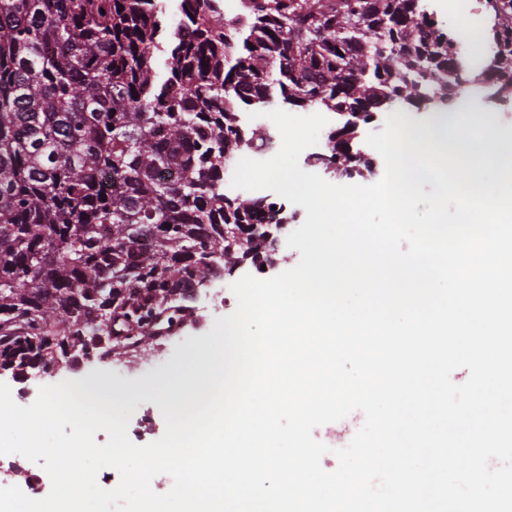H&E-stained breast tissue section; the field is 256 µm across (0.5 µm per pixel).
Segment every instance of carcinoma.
<instances>
[{"mask_svg":"<svg viewBox=\"0 0 512 512\" xmlns=\"http://www.w3.org/2000/svg\"><path fill=\"white\" fill-rule=\"evenodd\" d=\"M485 2L480 74L511 97L512 0ZM458 61L419 0H259L235 23L182 0L176 24L155 0H0V371L108 356L130 318L267 250L249 227L280 210L221 186L252 144L239 107L274 91L345 117L326 166L346 173L343 136L389 99L456 93Z\"/></svg>","mask_w":512,"mask_h":512,"instance_id":"carcinoma-1","label":"carcinoma"}]
</instances>
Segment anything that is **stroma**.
I'll return each instance as SVG.
<instances>
[{"label":"stroma","instance_id":"obj_1","mask_svg":"<svg viewBox=\"0 0 512 512\" xmlns=\"http://www.w3.org/2000/svg\"><path fill=\"white\" fill-rule=\"evenodd\" d=\"M486 117L490 118L498 128L512 132V103L505 100H491L485 96L472 102L470 109L457 112L456 122L463 134L473 135L479 131L481 121ZM252 271L251 263L246 262L233 274L208 278L206 286L200 289L201 296L197 302L199 314L193 321L183 324L179 337L174 343H165L154 338L146 340L136 350L121 349L120 360L130 365L126 375L116 374L111 362L92 360L78 368L64 366L56 373L34 377L23 383L13 380L8 375L0 380L9 385L12 393L23 394L26 401L30 403L35 401L40 387L74 379L86 381L90 388L101 393L108 394L117 390L126 397L136 396L133 421H140L144 417L151 420L150 426L141 435L139 442L145 445L156 441L162 437L165 423L156 403L146 399L147 390L173 378L178 366L183 365L191 354L188 347L190 339L203 336L211 330L216 319L215 314L206 309L207 296L211 289L230 287L235 280ZM146 354L154 357V364L144 370L136 369V362L141 361Z\"/></svg>","mask_w":512,"mask_h":512}]
</instances>
